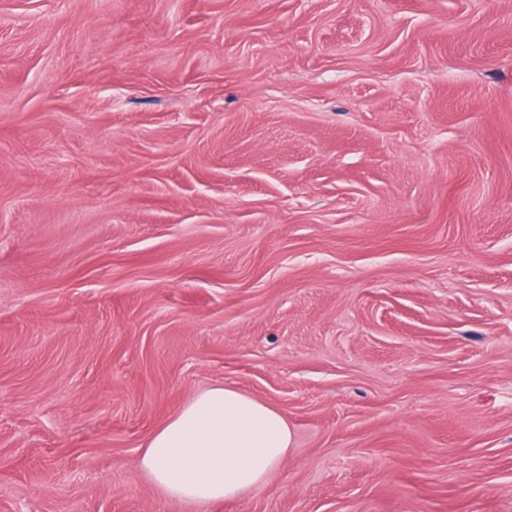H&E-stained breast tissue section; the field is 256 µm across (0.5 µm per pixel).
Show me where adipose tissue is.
<instances>
[{
    "instance_id": "ef3b65f1",
    "label": "adipose tissue",
    "mask_w": 512,
    "mask_h": 512,
    "mask_svg": "<svg viewBox=\"0 0 512 512\" xmlns=\"http://www.w3.org/2000/svg\"><path fill=\"white\" fill-rule=\"evenodd\" d=\"M291 441L279 411L218 386L192 395L152 434L138 468L172 500L232 501L271 481Z\"/></svg>"
}]
</instances>
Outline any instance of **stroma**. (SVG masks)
Wrapping results in <instances>:
<instances>
[{
  "instance_id": "stroma-1",
  "label": "stroma",
  "mask_w": 512,
  "mask_h": 512,
  "mask_svg": "<svg viewBox=\"0 0 512 512\" xmlns=\"http://www.w3.org/2000/svg\"><path fill=\"white\" fill-rule=\"evenodd\" d=\"M214 385L293 443L187 505ZM0 512H512V0H0ZM291 441L279 411L218 386L192 395L152 434L138 468L177 502L232 501L271 481Z\"/></svg>"
}]
</instances>
